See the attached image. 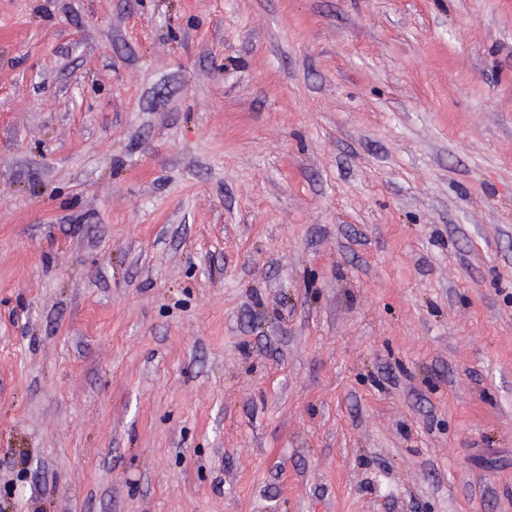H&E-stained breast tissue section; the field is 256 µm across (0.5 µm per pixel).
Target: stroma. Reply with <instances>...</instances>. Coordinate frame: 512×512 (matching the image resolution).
I'll use <instances>...</instances> for the list:
<instances>
[{
    "label": "stroma",
    "mask_w": 512,
    "mask_h": 512,
    "mask_svg": "<svg viewBox=\"0 0 512 512\" xmlns=\"http://www.w3.org/2000/svg\"><path fill=\"white\" fill-rule=\"evenodd\" d=\"M0 512H512V0H0Z\"/></svg>",
    "instance_id": "stroma-1"
}]
</instances>
